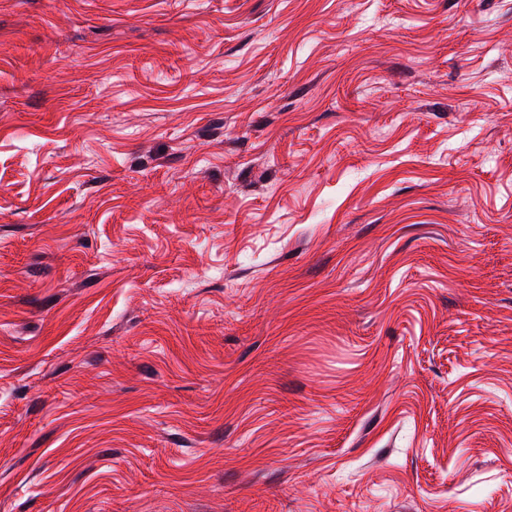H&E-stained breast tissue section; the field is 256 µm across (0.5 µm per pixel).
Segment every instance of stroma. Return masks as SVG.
<instances>
[{"mask_svg": "<svg viewBox=\"0 0 512 512\" xmlns=\"http://www.w3.org/2000/svg\"><path fill=\"white\" fill-rule=\"evenodd\" d=\"M0 512H512V0H0Z\"/></svg>", "mask_w": 512, "mask_h": 512, "instance_id": "35a3bbf8", "label": "stroma"}]
</instances>
